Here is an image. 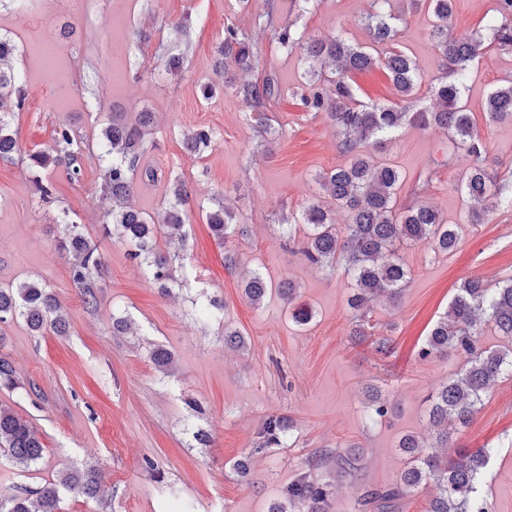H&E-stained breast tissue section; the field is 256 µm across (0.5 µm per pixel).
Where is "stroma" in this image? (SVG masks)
I'll use <instances>...</instances> for the list:
<instances>
[{"label": "stroma", "mask_w": 512, "mask_h": 512, "mask_svg": "<svg viewBox=\"0 0 512 512\" xmlns=\"http://www.w3.org/2000/svg\"><path fill=\"white\" fill-rule=\"evenodd\" d=\"M372 3L317 0L303 12L296 0H251L245 11L238 0H0V35L16 47L10 65L23 74L27 91L14 122L20 151L0 159V287L46 284L70 325L64 336H34L23 320L0 324V357L12 363L21 383L38 389L31 397L0 389V405L35 426L46 446L43 461L29 469L0 464V493L35 491L62 471L93 464L106 475L101 501L69 497L66 512H179L186 501L194 512H269L314 452L356 446L365 460L355 476H323L331 485L325 512H355L361 489L392 483L405 467L402 436L431 440L426 398L464 358L423 359L419 351L464 279L478 276L492 285L512 277V209L493 204L484 223L462 224L451 253L436 254L423 244L402 247L411 278L401 300L376 305L369 337L353 342L352 283L343 268L311 266L284 237L288 216L317 194L316 176L345 161L324 115L306 111L292 96L303 83L299 54L266 44L252 71L235 75L239 82L277 75L282 96L266 112L268 126L244 119L233 89L208 101L198 90L213 76L226 23L249 33L255 16L269 12L275 24L295 23L306 38L336 35L365 45L362 20ZM392 5L397 42L420 66L412 107L423 109L441 75L428 38L431 18L425 9H408L406 0ZM185 16L191 19L186 40L174 30ZM140 29L151 39L138 45L133 34ZM173 55L183 59L180 70L158 78L155 64ZM510 78L512 52L489 49L466 91L489 170L501 178L512 176V121H487L482 105ZM141 110L155 115L144 164L156 178L140 181L137 207L158 216L176 177L203 204L225 199L248 234L217 243L200 211L191 210L182 256L197 278L162 295L127 246L100 230L102 172L95 154H85L79 182L53 168L47 177L59 205L70 209L105 264L91 309L69 262L54 250L52 209L39 204L25 160L33 152L54 153L59 124L92 146L112 113ZM202 126L215 131L217 142L198 158L187 154L184 137ZM368 151L401 171V204L426 202L459 222L458 187L470 159L452 152L444 132L408 124ZM228 254L236 261L230 270ZM254 270L293 280L295 302L311 308V322L297 325L275 294L252 305L242 282ZM214 296L224 301L223 320L200 319L199 304ZM116 317L128 319L129 332L113 333ZM228 331L242 333L246 349H225ZM383 336L392 344L386 358L374 348ZM154 347L172 354L168 371L152 362ZM375 397L389 412L372 420ZM271 414L293 424L280 448L259 445L258 430ZM451 447L491 448L477 494L492 512H512V376L492 385L470 422L453 432ZM148 458L153 467L145 466ZM241 461L248 477L234 468Z\"/></svg>", "instance_id": "35a3bbf8"}]
</instances>
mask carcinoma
Listing matches in <instances>:
<instances>
[{"label":"carcinoma","mask_w":512,"mask_h":512,"mask_svg":"<svg viewBox=\"0 0 512 512\" xmlns=\"http://www.w3.org/2000/svg\"><path fill=\"white\" fill-rule=\"evenodd\" d=\"M376 8L364 21L370 45L360 46L333 37L302 41L287 23L275 27L255 21L256 36H249L233 23L224 25V33L216 47L218 70H250L257 58L258 38H266L285 53L299 51L305 65L304 89L298 94L309 112H321L336 132V147L349 158L315 178L326 198L308 204L300 217L291 216L288 224L306 226L301 253L312 265L333 267L344 262V272L354 282L348 299L350 309L360 315L370 310V303L385 297L395 303L410 280V271L397 255L402 245L424 244L434 253H451L459 242V225L450 224L433 207L426 204H399L400 172L393 165L379 162L365 152L366 144L380 137H393L405 124L434 128L448 134L452 148L471 157V167L460 186L465 199L466 224H480L483 212L476 204L488 197H498L504 208H512V187L497 181L485 165L486 145L476 131L474 113L464 101L466 82L473 63L480 57L485 41L501 50L512 49V0H497L495 13L487 20L484 31L454 37L448 33V19L453 15L455 0H409L412 8L424 4L432 16L430 41L438 56L443 75L432 88L433 107L409 111L408 100L415 96L419 66L408 54L395 47L398 35L387 10L389 0H374ZM15 46L0 37V158L11 159L19 150L12 123L24 108L23 77L3 62L13 55ZM382 66L398 98L391 105L365 104L357 97L351 75ZM237 97L248 109L246 116L266 118L261 109L281 97L278 78L267 73L255 81L235 86ZM491 121L512 119V81L493 89L483 105ZM154 121L151 112L126 116L112 113V120L102 128L97 142V159L102 170L101 198L107 204L110 222L102 225L103 234L114 236L131 247V259L147 265L150 280L160 288L179 282L174 267L176 256L157 247V224L152 216L139 210L132 197L140 177L154 179L155 173L142 168L147 130ZM58 153L52 157L28 155L27 168L35 191L43 202L52 200L55 186L46 179V170L62 165L69 179L82 175L83 147L73 130L62 124L55 130ZM216 144V134L209 127L196 128L185 135L184 147L201 157ZM171 200L166 202L162 226L170 239L185 246L184 227L191 196L184 183L174 179L169 184ZM347 213L345 229L339 231L333 221L336 209ZM214 239L224 243L228 238L247 233L245 225L224 201L213 208H201ZM54 223L62 233L56 239L58 252L70 255L73 282L81 289L84 303L97 306L98 279L104 268L101 255L62 208L54 215ZM244 295L253 305L261 304L275 293L293 301L297 285L291 280L273 283L255 272L243 285ZM198 313L205 319H219L224 305L217 299L200 304ZM24 320L34 336L51 331L59 336L68 329L67 319L59 314L56 296L40 282L25 281L0 288V324L14 319ZM493 325L502 336L512 337V278L501 280L492 288L478 277L464 280L448 305V311L432 328L421 358L460 354L466 360L455 377L441 384L428 396L429 424L436 439L448 446V421L468 423L477 412L490 383L512 374V351L479 346L482 326ZM0 389H21L27 396L38 395L33 384L24 386L16 377L12 363L0 357ZM291 430L287 421L270 415L259 431L261 448H274ZM399 448L409 454V462L399 479L383 487L366 488L357 497L359 512H394V503L421 485H434L436 492L427 502L425 512H490L488 505L476 496L477 483L486 468L491 449L462 450L457 456H437L426 452L423 440L407 435ZM45 446L38 431L13 409L0 405V461L28 469L44 457ZM360 453L347 449H322L308 462V471L288 485L284 499L290 506L299 505L305 512H323L330 494L329 484L317 471L332 462L336 473L349 474L357 467ZM102 472L94 466L71 468L41 489L30 492L16 490L0 494V512H65L64 495L94 499L100 491Z\"/></svg>","instance_id":"carcinoma-1"}]
</instances>
